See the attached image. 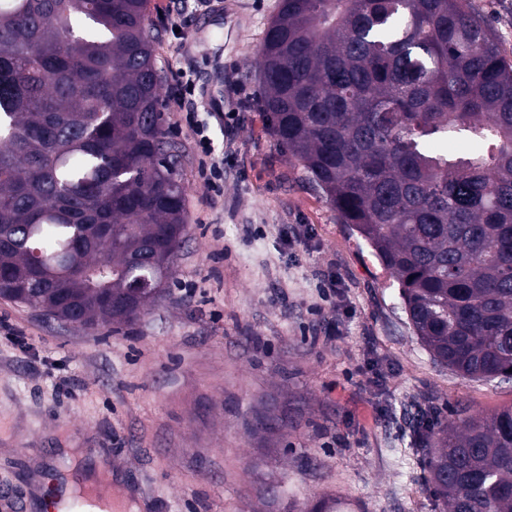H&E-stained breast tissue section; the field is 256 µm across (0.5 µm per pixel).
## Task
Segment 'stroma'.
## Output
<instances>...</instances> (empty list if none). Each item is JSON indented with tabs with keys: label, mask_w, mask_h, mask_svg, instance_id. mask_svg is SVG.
Instances as JSON below:
<instances>
[{
	"label": "stroma",
	"mask_w": 512,
	"mask_h": 512,
	"mask_svg": "<svg viewBox=\"0 0 512 512\" xmlns=\"http://www.w3.org/2000/svg\"><path fill=\"white\" fill-rule=\"evenodd\" d=\"M279 2L183 0L177 35L150 11L164 85L183 56L195 62L198 111L226 151L224 199L207 204L190 137L165 113L188 234L164 297L116 332L0 299L26 333L0 335V512L104 466L148 512H309L321 496L341 512H434L407 449L417 408L454 423L460 404L512 406V380L433 363L388 273L272 134L259 49ZM468 3L512 61V0ZM331 276L335 296L313 309Z\"/></svg>",
	"instance_id": "stroma-1"
}]
</instances>
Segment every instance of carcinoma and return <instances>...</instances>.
I'll use <instances>...</instances> for the list:
<instances>
[{
	"mask_svg": "<svg viewBox=\"0 0 512 512\" xmlns=\"http://www.w3.org/2000/svg\"><path fill=\"white\" fill-rule=\"evenodd\" d=\"M147 4L0 0V298L65 323L78 299L86 329L161 300L187 236ZM259 53L273 134L433 362L511 378L512 64L488 21L465 0H281ZM410 444L436 512H512V407L455 426L421 407Z\"/></svg>",
	"mask_w": 512,
	"mask_h": 512,
	"instance_id": "1",
	"label": "carcinoma"
}]
</instances>
